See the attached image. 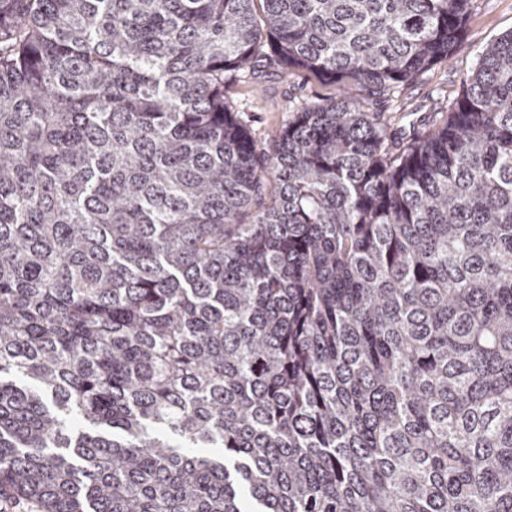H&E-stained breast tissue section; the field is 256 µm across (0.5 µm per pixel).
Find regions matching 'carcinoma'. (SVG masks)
<instances>
[{
    "instance_id": "cac0c4a2",
    "label": "carcinoma",
    "mask_w": 512,
    "mask_h": 512,
    "mask_svg": "<svg viewBox=\"0 0 512 512\" xmlns=\"http://www.w3.org/2000/svg\"><path fill=\"white\" fill-rule=\"evenodd\" d=\"M473 0H0V493L512 512V32ZM341 84L260 148L224 84ZM473 11L454 55L441 60L413 82L381 98L359 89L353 96L369 112H386L393 128L406 125L404 115L446 112L448 101L462 91V81L476 66L479 55L490 44L512 31V0H473Z\"/></svg>"
}]
</instances>
